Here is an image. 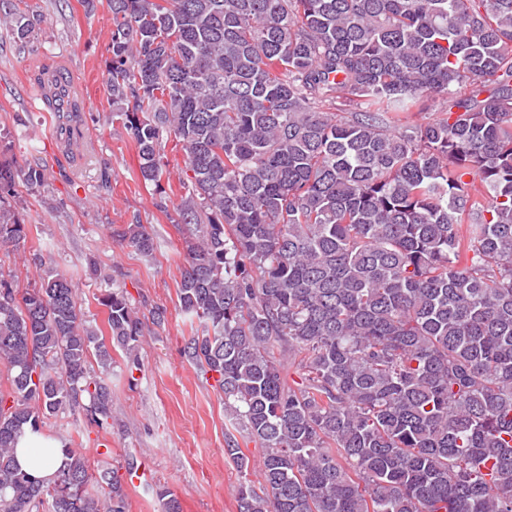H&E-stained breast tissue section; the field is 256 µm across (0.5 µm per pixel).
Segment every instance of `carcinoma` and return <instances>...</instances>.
Returning <instances> with one entry per match:
<instances>
[{"mask_svg":"<svg viewBox=\"0 0 512 512\" xmlns=\"http://www.w3.org/2000/svg\"><path fill=\"white\" fill-rule=\"evenodd\" d=\"M108 8L113 116L165 214L167 142L185 155L184 355L224 394L238 512H512V0ZM38 21L0 0L20 50ZM18 180L45 169L0 162L1 248L27 238ZM113 237L153 254L139 223ZM77 291L0 274V512H129L119 470L95 477L67 444L50 478L14 460L68 407L112 417V355ZM101 305L135 351L128 293ZM238 434L263 450L258 487Z\"/></svg>","mask_w":512,"mask_h":512,"instance_id":"cac0c4a2","label":"carcinoma"}]
</instances>
